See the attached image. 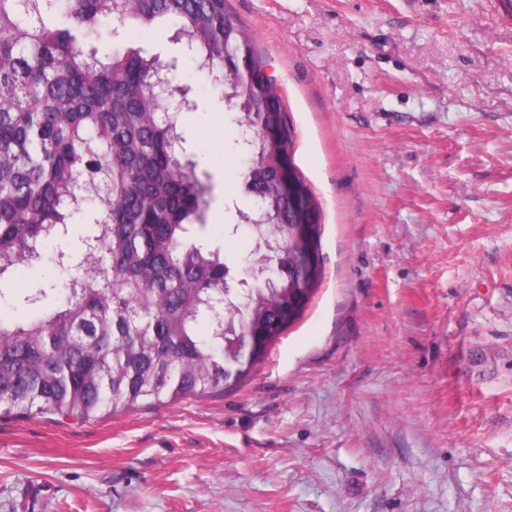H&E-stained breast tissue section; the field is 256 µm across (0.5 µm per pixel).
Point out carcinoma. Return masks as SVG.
Wrapping results in <instances>:
<instances>
[{
    "label": "carcinoma",
    "instance_id": "carcinoma-1",
    "mask_svg": "<svg viewBox=\"0 0 512 512\" xmlns=\"http://www.w3.org/2000/svg\"><path fill=\"white\" fill-rule=\"evenodd\" d=\"M114 31L174 22L187 53L226 95L242 137L241 178L265 249L239 255L246 286L230 298L220 248L203 238L209 179L182 160L181 121L156 92L163 64L135 49L101 60ZM264 62L224 0H0V278L41 257L92 206L80 254L60 251L55 278L21 295L34 311L0 318V406L88 421L145 401L205 395L244 378L299 320L323 266L296 270L278 178L293 137ZM276 124L281 140L261 139ZM306 223L316 243L318 203ZM207 332L201 333V325Z\"/></svg>",
    "mask_w": 512,
    "mask_h": 512
}]
</instances>
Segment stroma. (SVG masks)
<instances>
[{"label":"stroma","instance_id":"35a3bbf8","mask_svg":"<svg viewBox=\"0 0 512 512\" xmlns=\"http://www.w3.org/2000/svg\"><path fill=\"white\" fill-rule=\"evenodd\" d=\"M321 205L324 278L238 384L86 422L0 413V512H512V0H226ZM187 153L227 257L237 127L175 25ZM46 261L0 286L53 277Z\"/></svg>","mask_w":512,"mask_h":512}]
</instances>
